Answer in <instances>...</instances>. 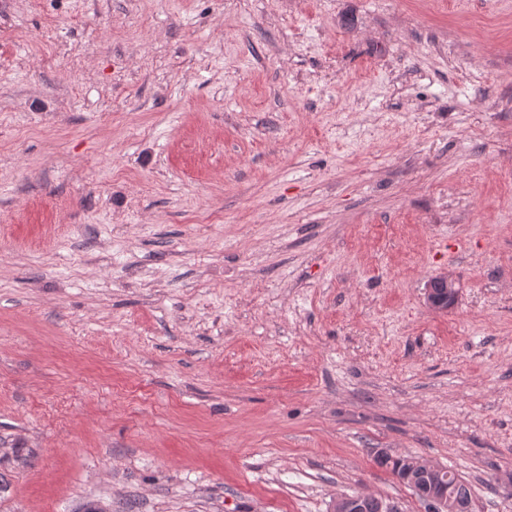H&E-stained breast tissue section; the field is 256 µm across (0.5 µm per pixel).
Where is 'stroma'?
Instances as JSON below:
<instances>
[{"mask_svg":"<svg viewBox=\"0 0 512 512\" xmlns=\"http://www.w3.org/2000/svg\"><path fill=\"white\" fill-rule=\"evenodd\" d=\"M382 452L512 512V0H0V512H426ZM452 281L448 272L431 278L427 287V303L432 310H448L454 304L456 294L452 290Z\"/></svg>","mask_w":512,"mask_h":512,"instance_id":"obj_1","label":"stroma"}]
</instances>
